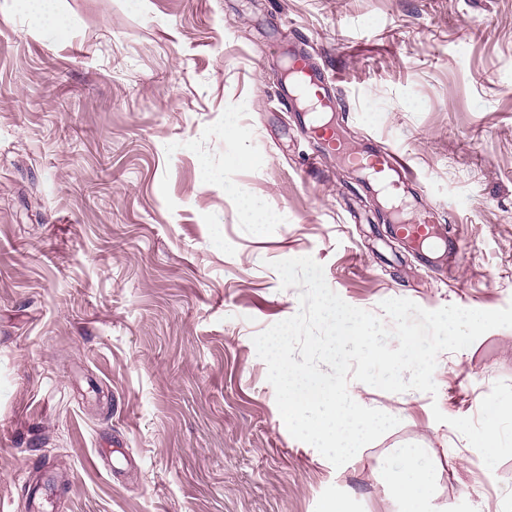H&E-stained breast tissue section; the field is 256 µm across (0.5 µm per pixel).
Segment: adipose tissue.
I'll list each match as a JSON object with an SVG mask.
<instances>
[{
  "label": "adipose tissue",
  "instance_id": "1",
  "mask_svg": "<svg viewBox=\"0 0 512 512\" xmlns=\"http://www.w3.org/2000/svg\"><path fill=\"white\" fill-rule=\"evenodd\" d=\"M382 481L399 502V512H435L432 504L434 475L418 450L403 451L399 466L385 471Z\"/></svg>",
  "mask_w": 512,
  "mask_h": 512
}]
</instances>
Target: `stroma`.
I'll use <instances>...</instances> for the list:
<instances>
[{"instance_id": "stroma-1", "label": "stroma", "mask_w": 512, "mask_h": 512, "mask_svg": "<svg viewBox=\"0 0 512 512\" xmlns=\"http://www.w3.org/2000/svg\"><path fill=\"white\" fill-rule=\"evenodd\" d=\"M0 0V512H397L423 448L444 512H512L453 418L512 384V327L441 352L436 395L350 381L400 423L334 467L281 423L252 338L309 256L351 306L512 304V0ZM336 72L346 147L398 151L464 246L428 270L279 104L288 48ZM266 213L254 224L241 195ZM446 415L436 422L434 411ZM52 474H45V464ZM29 2L32 23L35 27L58 26L62 23L55 12V0H26Z\"/></svg>"}]
</instances>
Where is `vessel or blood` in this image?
<instances>
[{
    "label": "vessel or blood",
    "mask_w": 512,
    "mask_h": 512,
    "mask_svg": "<svg viewBox=\"0 0 512 512\" xmlns=\"http://www.w3.org/2000/svg\"><path fill=\"white\" fill-rule=\"evenodd\" d=\"M288 60L295 82L283 88V100L289 104L303 102L304 108L298 114L301 128L327 142L333 150H342L338 132L329 125L319 124L316 119L318 107L334 94L330 78L311 62L308 52L302 47L290 50ZM346 158L355 170L366 171L378 192L389 202L390 222L396 236L416 249L425 266H433L436 248L442 247L451 252L458 247V237L440 232L434 219V208L427 202H420L416 220L406 218L408 203L404 194L416 184L417 175L405 158L390 149L380 151L369 147L347 153Z\"/></svg>",
    "instance_id": "b4317fda"
}]
</instances>
